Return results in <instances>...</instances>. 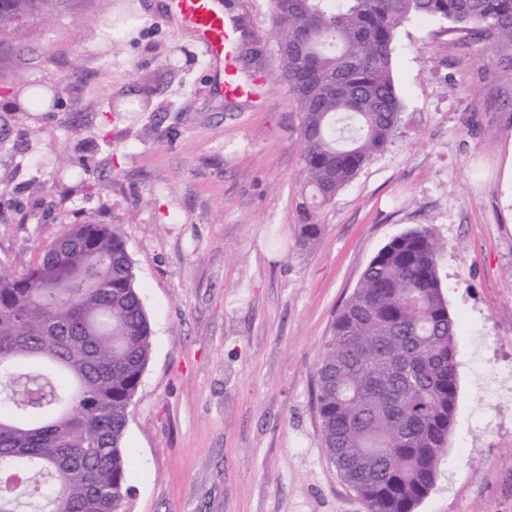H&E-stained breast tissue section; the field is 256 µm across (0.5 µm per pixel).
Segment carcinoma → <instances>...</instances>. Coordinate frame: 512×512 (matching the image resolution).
Returning a JSON list of instances; mask_svg holds the SVG:
<instances>
[{"mask_svg":"<svg viewBox=\"0 0 512 512\" xmlns=\"http://www.w3.org/2000/svg\"><path fill=\"white\" fill-rule=\"evenodd\" d=\"M65 0H0V39ZM276 79L301 115L296 203L303 242L317 214L396 136L392 45L411 17L512 51V0H269ZM425 229L390 240L365 268L322 344L316 403L324 447L369 512H414L448 450L456 328ZM133 260L115 227L63 230L39 261L0 269V512H124V437L152 353ZM41 388L34 400L29 390Z\"/></svg>","mask_w":512,"mask_h":512,"instance_id":"carcinoma-1","label":"carcinoma"}]
</instances>
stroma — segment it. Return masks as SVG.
<instances>
[{"label": "stroma", "instance_id": "obj_1", "mask_svg": "<svg viewBox=\"0 0 512 512\" xmlns=\"http://www.w3.org/2000/svg\"><path fill=\"white\" fill-rule=\"evenodd\" d=\"M158 0H66L0 45V268L66 225L112 224L135 264L152 356L124 446L127 512H367L325 453L315 367L392 238L426 228L456 325L448 452L414 512H512V54L434 17L399 29L388 149L298 240L300 115L276 82L268 0L241 23L251 100L214 95ZM37 85L40 112L18 98Z\"/></svg>", "mask_w": 512, "mask_h": 512}]
</instances>
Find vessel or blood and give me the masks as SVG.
<instances>
[{"label":"vessel or blood","mask_w":512,"mask_h":512,"mask_svg":"<svg viewBox=\"0 0 512 512\" xmlns=\"http://www.w3.org/2000/svg\"><path fill=\"white\" fill-rule=\"evenodd\" d=\"M218 0H172L173 13L181 23L193 29L210 67L222 73L217 83L221 97L240 99L248 97L250 87L242 82L235 67V49L241 34L236 19L225 16L217 7Z\"/></svg>","instance_id":"obj_1"}]
</instances>
